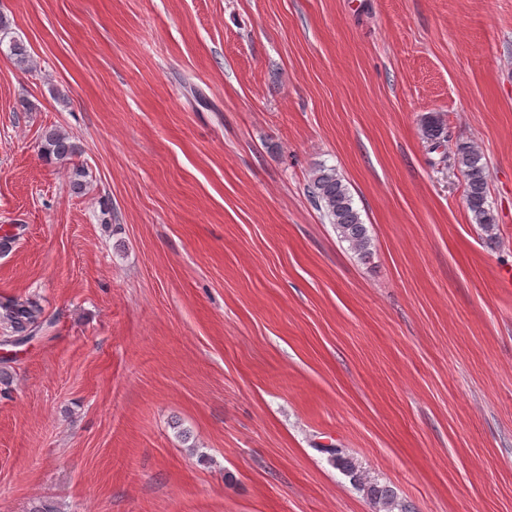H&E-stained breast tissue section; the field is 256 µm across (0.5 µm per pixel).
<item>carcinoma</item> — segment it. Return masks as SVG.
Returning a JSON list of instances; mask_svg holds the SVG:
<instances>
[{"mask_svg":"<svg viewBox=\"0 0 512 512\" xmlns=\"http://www.w3.org/2000/svg\"><path fill=\"white\" fill-rule=\"evenodd\" d=\"M9 40L8 50L18 62H27V49L21 39L11 35L8 22L0 15V45ZM426 133L431 141V150L442 146V121L433 116L425 122ZM42 153L48 161H67L75 153V145L68 134L51 129L45 132ZM466 177L465 200L475 223L490 233L496 225L493 210L488 204V182L486 163L482 154L474 147L459 144L448 153ZM307 192L317 210L333 225L340 241L348 244L360 260L372 255V238L363 224L360 214L353 205V198L342 177L333 167L320 165L314 169L307 185ZM51 321L43 317V310L32 298H0V345L16 346L35 338V335L49 327ZM330 462L349 477L350 482L372 505L374 512H413L410 505L397 500L394 491L370 476L354 458L339 448L328 450Z\"/></svg>","mask_w":512,"mask_h":512,"instance_id":"1","label":"carcinoma"}]
</instances>
